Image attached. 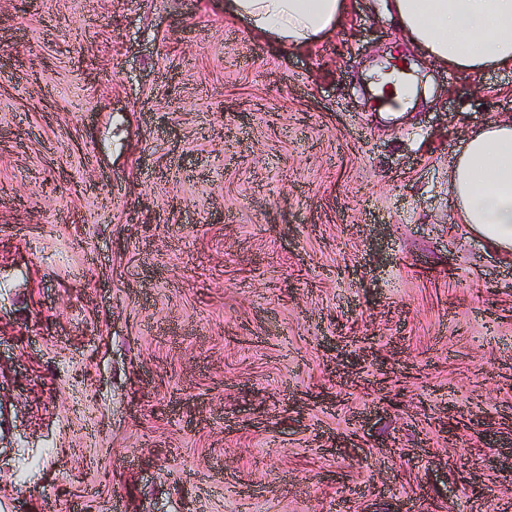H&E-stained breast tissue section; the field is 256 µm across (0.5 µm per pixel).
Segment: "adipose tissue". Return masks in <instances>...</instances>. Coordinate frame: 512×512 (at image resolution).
<instances>
[{"label": "adipose tissue", "mask_w": 512, "mask_h": 512, "mask_svg": "<svg viewBox=\"0 0 512 512\" xmlns=\"http://www.w3.org/2000/svg\"><path fill=\"white\" fill-rule=\"evenodd\" d=\"M401 38L432 64L471 77L512 71V0H381ZM348 0H224V13L281 52L333 34ZM455 221L512 253V123L485 121L448 170Z\"/></svg>", "instance_id": "1"}]
</instances>
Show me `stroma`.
I'll return each mask as SVG.
<instances>
[{
    "instance_id": "stroma-1",
    "label": "stroma",
    "mask_w": 512,
    "mask_h": 512,
    "mask_svg": "<svg viewBox=\"0 0 512 512\" xmlns=\"http://www.w3.org/2000/svg\"><path fill=\"white\" fill-rule=\"evenodd\" d=\"M349 2L285 59L223 0H0V512H512V256L448 191L512 71Z\"/></svg>"
}]
</instances>
